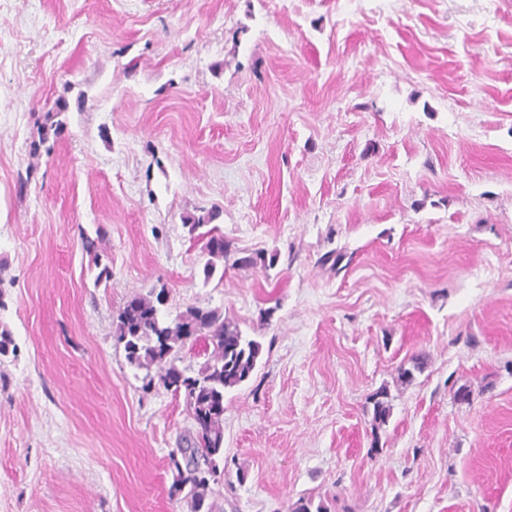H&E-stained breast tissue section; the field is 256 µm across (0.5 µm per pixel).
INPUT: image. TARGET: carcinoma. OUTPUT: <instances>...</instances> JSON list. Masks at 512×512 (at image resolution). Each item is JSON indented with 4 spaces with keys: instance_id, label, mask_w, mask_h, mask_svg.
Returning a JSON list of instances; mask_svg holds the SVG:
<instances>
[{
    "instance_id": "1",
    "label": "carcinoma",
    "mask_w": 512,
    "mask_h": 512,
    "mask_svg": "<svg viewBox=\"0 0 512 512\" xmlns=\"http://www.w3.org/2000/svg\"><path fill=\"white\" fill-rule=\"evenodd\" d=\"M206 238L204 250L209 256L204 266L205 279H210L217 269V262L224 260L228 248L224 235L212 227L202 233ZM277 255L258 252L239 258L235 264L261 265L271 268ZM165 298L136 296L127 302L118 315L115 334L124 343L131 365L145 371L144 389L152 388L154 381L175 395L184 396L190 413L200 422L195 436L186 445L176 449L184 465L174 464L177 472L174 492H185L184 499L190 512H214L209 502L212 485L224 477V394L247 381L253 374L261 354L258 341L249 338L215 309L192 307L174 318L164 314ZM193 336L204 337L212 346L211 357L196 374L179 381L176 360ZM425 360L411 358L410 365H400L397 382L412 383L415 373L423 372ZM372 421L378 429L388 423L391 414L387 387L378 389L370 398Z\"/></svg>"
}]
</instances>
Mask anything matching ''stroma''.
<instances>
[{"label": "stroma", "instance_id": "stroma-1", "mask_svg": "<svg viewBox=\"0 0 512 512\" xmlns=\"http://www.w3.org/2000/svg\"><path fill=\"white\" fill-rule=\"evenodd\" d=\"M161 291L262 346L215 512H512V0H0V512H189ZM206 238L204 250L210 257L204 266L205 277H212L217 269V261H223L227 257L228 248L224 242V235L219 233L217 227H212L201 233ZM372 404V421L374 428H380L388 423L391 414L389 392L387 387L378 389L370 398Z\"/></svg>", "mask_w": 512, "mask_h": 512}]
</instances>
